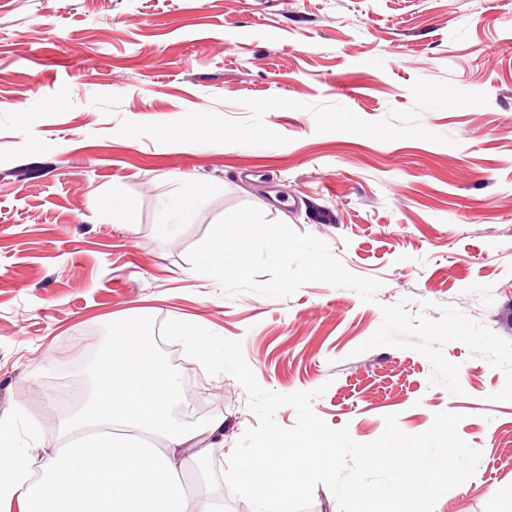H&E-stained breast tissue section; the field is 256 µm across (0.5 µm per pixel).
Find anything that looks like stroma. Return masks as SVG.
<instances>
[{
  "label": "stroma",
  "instance_id": "35a3bbf8",
  "mask_svg": "<svg viewBox=\"0 0 512 512\" xmlns=\"http://www.w3.org/2000/svg\"><path fill=\"white\" fill-rule=\"evenodd\" d=\"M192 208L168 234L161 204ZM125 219L113 223V201ZM325 241L381 287L226 296L189 251L230 210ZM242 343L266 390L323 388L369 443L461 415L482 457L434 512H512V0H0V416L46 452L113 325ZM226 468L258 423L232 376L147 337Z\"/></svg>",
  "mask_w": 512,
  "mask_h": 512
}]
</instances>
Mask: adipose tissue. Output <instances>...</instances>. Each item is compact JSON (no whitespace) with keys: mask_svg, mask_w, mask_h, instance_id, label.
Segmentation results:
<instances>
[{"mask_svg":"<svg viewBox=\"0 0 512 512\" xmlns=\"http://www.w3.org/2000/svg\"><path fill=\"white\" fill-rule=\"evenodd\" d=\"M92 377L95 390L53 456L19 445L25 409L0 417V502L20 501L24 512H186L182 475L206 465L195 442L220 433L223 417L179 422L181 382L151 354L109 355Z\"/></svg>","mask_w":512,"mask_h":512,"instance_id":"ef3b65f1","label":"adipose tissue"}]
</instances>
